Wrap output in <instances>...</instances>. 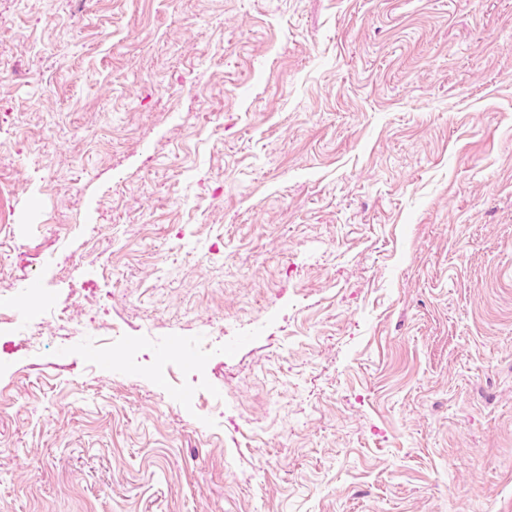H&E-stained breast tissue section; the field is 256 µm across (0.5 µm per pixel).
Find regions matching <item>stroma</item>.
<instances>
[{
	"instance_id": "1",
	"label": "stroma",
	"mask_w": 512,
	"mask_h": 512,
	"mask_svg": "<svg viewBox=\"0 0 512 512\" xmlns=\"http://www.w3.org/2000/svg\"><path fill=\"white\" fill-rule=\"evenodd\" d=\"M0 512H512V0H0Z\"/></svg>"
}]
</instances>
